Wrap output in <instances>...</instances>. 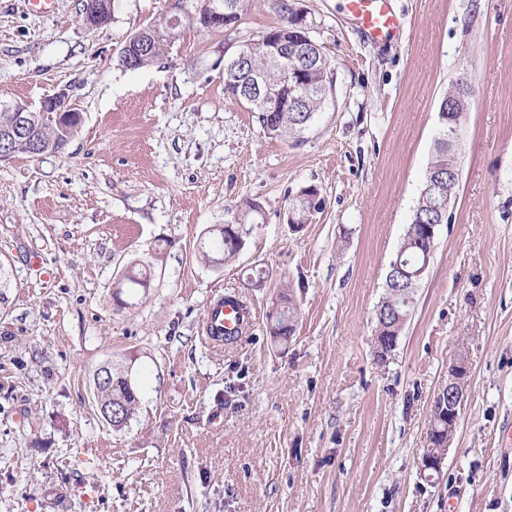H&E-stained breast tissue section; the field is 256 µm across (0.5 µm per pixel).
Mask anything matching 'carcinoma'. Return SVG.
<instances>
[{
    "mask_svg": "<svg viewBox=\"0 0 512 512\" xmlns=\"http://www.w3.org/2000/svg\"><path fill=\"white\" fill-rule=\"evenodd\" d=\"M216 0H169L168 9L154 17L145 29H159L161 37L151 50L129 64L124 58L120 62L125 68L140 69L155 64L165 57L168 49L179 35L182 22L188 20L208 31L217 33L233 30L246 14L249 0H222L224 3V24L213 26L209 17V4ZM274 8L281 18L279 26L267 30L242 42L247 60L240 61L231 55L224 58V93L231 99L248 106L257 113L264 132L272 137L298 139L311 124L320 109L328 90L330 63L322 46L301 29V15L289 4V0H274ZM288 46V57H278L282 46ZM252 70L268 71L272 83L270 92L262 95L247 86V75ZM459 82L468 86L465 100L450 101L443 97L438 111L449 112L450 122L459 125L472 97L473 88L467 78ZM448 122V123H450ZM448 123L439 124L434 154L426 170L424 186L428 191L420 192L412 210L406 232L399 250L393 256L389 267L399 265L411 272L426 259V251L433 250L417 237L415 224H446L448 215V191H457L458 182L448 185V176L459 171L456 145L448 141L445 128ZM261 205L255 200H244L236 216L247 223L259 215ZM238 255L235 238L226 231H216L206 249L200 251L202 262L208 266L217 260L229 263ZM151 285V271L148 265H133L124 275L121 290L117 294L136 295L146 292ZM413 300L404 295L391 298L386 312L375 316V335L398 336L411 315ZM270 336L286 341L296 330V311L290 293L282 291L267 314ZM129 366L114 363L111 368L112 383L95 387L99 412L112 408V428L121 431L130 423L139 406V393H130L124 382Z\"/></svg>",
    "mask_w": 512,
    "mask_h": 512,
    "instance_id": "carcinoma-1",
    "label": "carcinoma"
}]
</instances>
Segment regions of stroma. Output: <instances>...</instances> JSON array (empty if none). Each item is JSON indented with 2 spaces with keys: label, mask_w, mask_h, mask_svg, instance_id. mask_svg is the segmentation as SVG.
Masks as SVG:
<instances>
[{
  "label": "stroma",
  "mask_w": 512,
  "mask_h": 512,
  "mask_svg": "<svg viewBox=\"0 0 512 512\" xmlns=\"http://www.w3.org/2000/svg\"><path fill=\"white\" fill-rule=\"evenodd\" d=\"M291 2L332 67L297 141L224 95L223 56L278 25L273 0H250L230 36L186 26L137 70L124 42L169 0H114L93 30L83 0L49 15L0 0V102L63 91L83 117L62 152L0 162V512H512V0H390L406 29L382 41L343 0ZM463 77L452 220L380 365L375 310ZM308 187L324 204L295 231ZM246 199L263 212L244 248L205 265L200 241ZM140 261L151 287L117 307ZM285 289L298 315L281 343L267 314ZM228 293L257 318L217 347L202 320ZM460 356V422L429 482L431 408ZM116 358L141 398L119 432L94 395Z\"/></svg>",
  "instance_id": "obj_1"
}]
</instances>
